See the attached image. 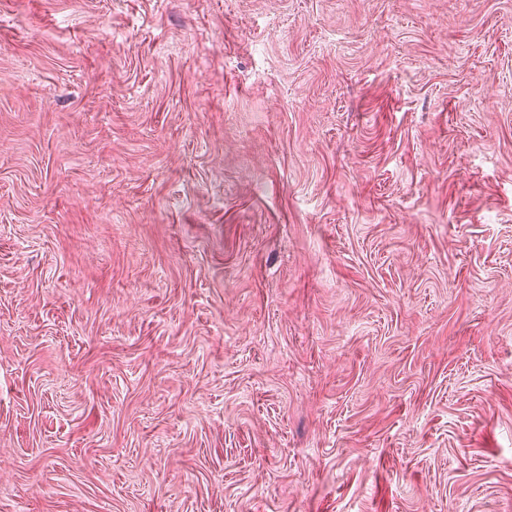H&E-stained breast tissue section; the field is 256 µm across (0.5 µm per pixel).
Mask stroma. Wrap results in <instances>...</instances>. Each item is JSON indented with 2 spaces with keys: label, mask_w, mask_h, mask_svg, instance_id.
Masks as SVG:
<instances>
[{
  "label": "stroma",
  "mask_w": 512,
  "mask_h": 512,
  "mask_svg": "<svg viewBox=\"0 0 512 512\" xmlns=\"http://www.w3.org/2000/svg\"><path fill=\"white\" fill-rule=\"evenodd\" d=\"M0 512H512V0H0Z\"/></svg>",
  "instance_id": "1"
}]
</instances>
